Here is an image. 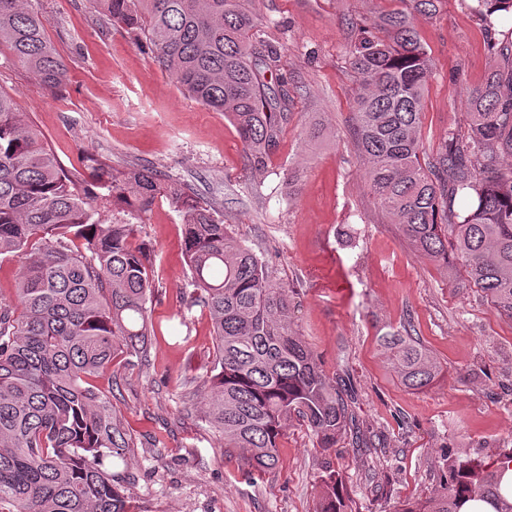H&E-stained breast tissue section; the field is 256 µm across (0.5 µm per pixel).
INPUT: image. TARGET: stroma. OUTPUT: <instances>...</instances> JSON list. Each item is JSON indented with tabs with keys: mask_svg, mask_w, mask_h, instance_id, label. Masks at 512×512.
Wrapping results in <instances>:
<instances>
[{
	"mask_svg": "<svg viewBox=\"0 0 512 512\" xmlns=\"http://www.w3.org/2000/svg\"><path fill=\"white\" fill-rule=\"evenodd\" d=\"M35 6L66 77L49 87L3 51L0 89L64 165L88 154L111 168H149L214 209L288 284L293 328L380 438L372 460L348 438L325 451L293 419L278 466L249 475L243 452L224 447L204 420L197 387L213 366L215 338L208 310L187 305L182 219L162 196L136 238L153 258L149 358L115 364L96 380L131 428L135 512H313L327 462L343 476L350 512H393L430 495L444 453L486 460L504 448L512 437V320L465 286L463 269L413 253L371 197L354 146L359 77L347 50L406 10L405 0H251L265 37L284 48L279 76L293 92L288 126L260 180L230 119L185 95L144 38L89 0ZM414 25L434 65L420 128L429 160L449 132L467 133L468 92L496 66L490 44L511 36L512 24L489 31L470 0H439ZM315 117L327 134L310 143L303 129ZM294 167L300 175L290 188ZM402 327L443 368L420 392L380 352V336Z\"/></svg>",
	"mask_w": 512,
	"mask_h": 512,
	"instance_id": "1",
	"label": "stroma"
}]
</instances>
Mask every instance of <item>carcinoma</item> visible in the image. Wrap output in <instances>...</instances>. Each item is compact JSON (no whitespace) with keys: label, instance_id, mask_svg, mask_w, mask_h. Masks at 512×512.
<instances>
[{"label":"carcinoma","instance_id":"cac0c4a2","mask_svg":"<svg viewBox=\"0 0 512 512\" xmlns=\"http://www.w3.org/2000/svg\"><path fill=\"white\" fill-rule=\"evenodd\" d=\"M411 11L386 17L383 38L364 36L349 61L362 80L354 96L355 146L367 160L376 204L399 225L411 248L448 266L461 262L468 284L512 319V43L496 48L499 64L469 91L470 130L448 133L421 162L418 136L430 55L412 13L436 11L437 0H407ZM492 16L512 13V0H472ZM115 23L148 41L155 60L185 93L235 125L254 175L288 125V83L279 71L284 47L260 34L246 0H92ZM33 0H0V50L50 86L64 64L47 38ZM92 188L76 167L64 169L16 102L0 91V256L19 259L17 305L0 306V512H128L135 484L128 470L131 439L112 412V396L94 385L114 359L146 360L156 332L149 255L132 245L135 221L159 195L183 219L182 252L194 301L207 308L215 336L214 374L205 381L206 422L239 448L251 468L279 462L287 421L297 418L326 451L351 433L356 448L376 443L361 433L342 391L288 320V286L238 241L215 212L149 169L116 174L85 156ZM470 201L454 209L456 197ZM120 207L107 222L101 206ZM75 239L85 251L74 250ZM402 383L428 387L441 365L400 330L380 337ZM123 465L114 470L105 462ZM512 448L488 463L445 455L438 485L425 499L394 512H462L483 500L512 512L500 493ZM314 512H347L343 478L322 467Z\"/></svg>","mask_w":512,"mask_h":512}]
</instances>
